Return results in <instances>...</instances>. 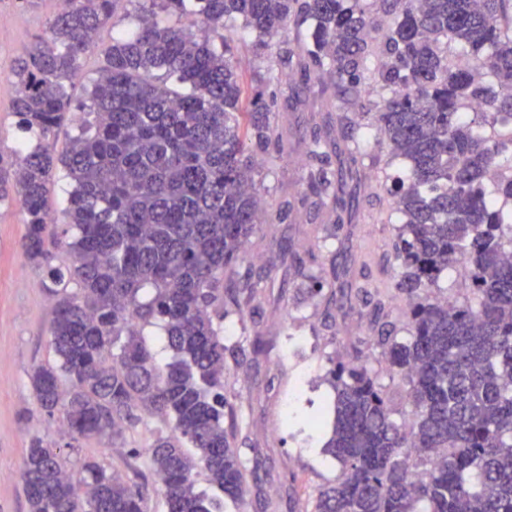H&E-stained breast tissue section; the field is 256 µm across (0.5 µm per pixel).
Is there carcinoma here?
Instances as JSON below:
<instances>
[{"label":"carcinoma","instance_id":"1","mask_svg":"<svg viewBox=\"0 0 512 512\" xmlns=\"http://www.w3.org/2000/svg\"><path fill=\"white\" fill-rule=\"evenodd\" d=\"M116 0H72L13 69V112L37 143L0 151V204L24 214L25 258L56 287L50 324L58 364L32 374L43 409L63 413L75 439H116L143 415L159 417L148 448L167 512H223L254 474L235 448L224 397V317L254 301L257 284H224L271 216L257 191L256 158L275 129L253 85L280 82L269 66L245 79L242 57L296 25L281 61L329 79L345 129L336 168L328 141L308 143L306 176L331 239L344 226L348 181L374 131L401 161L373 176L399 223L394 297L409 308V338L386 324L376 346L407 389L393 418L376 374L337 363L324 452L340 473L297 512H512V0H144L136 30L101 49L103 65L66 152L52 142L72 110L70 88ZM193 15L199 29L158 16ZM460 55L456 64L450 57ZM473 103L479 119L468 117ZM70 181L61 210L71 262L54 264L47 196L58 170ZM462 268L469 295L448 303L440 282ZM297 275L318 295L336 265ZM75 282L78 291L67 289ZM158 325L168 362L144 337ZM83 460L68 470L42 439L26 449L28 512H146L145 478ZM204 475L212 493L197 486Z\"/></svg>","mask_w":512,"mask_h":512}]
</instances>
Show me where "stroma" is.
<instances>
[{
  "instance_id": "stroma-1",
  "label": "stroma",
  "mask_w": 512,
  "mask_h": 512,
  "mask_svg": "<svg viewBox=\"0 0 512 512\" xmlns=\"http://www.w3.org/2000/svg\"><path fill=\"white\" fill-rule=\"evenodd\" d=\"M58 9L56 0H44L39 11L19 7L15 0H0V14L11 16L0 27V148L12 150L24 142L12 112L15 86L9 78L14 60L25 54ZM271 119L279 135L280 150L261 158L259 193L270 212L289 207L287 219L262 224L247 245L248 258L236 267L233 283L252 279L258 294L244 315L224 320L227 344L248 350L261 339L264 351L248 355L239 366L227 365L224 395L237 408L236 446L241 459L256 472L240 506L225 512H293L296 501L313 500L318 488L338 473L335 461L323 453L324 433L306 426L313 415H327L334 392L325 379L332 363L359 361L376 372L394 418L407 411L405 386L390 379L380 350L373 343L368 309L344 297L346 279L335 290L312 297L308 281L294 272L297 259L316 252L312 272L327 262L329 248H337L339 267L355 272L357 285L370 300L388 299L396 282L392 254L395 227L375 223L386 212L368 191L355 190V208L340 240L329 239V227L313 218L298 200L306 190L310 164L307 144L320 131L332 145H341L343 129L332 91L320 82H303L291 68H283L279 88H268ZM24 216L17 204L0 205V512H28L20 478L25 450L32 439L55 443L72 469L86 458L117 466L138 450L136 464L147 478V512H166L160 482L147 453L159 418L144 416L136 432L125 441H71L65 434L61 412L50 413L38 404L31 374L40 364H55L48 331L55 306L45 272L21 251Z\"/></svg>"
}]
</instances>
